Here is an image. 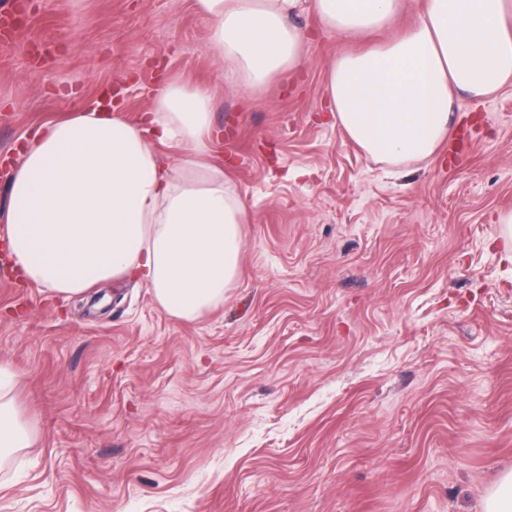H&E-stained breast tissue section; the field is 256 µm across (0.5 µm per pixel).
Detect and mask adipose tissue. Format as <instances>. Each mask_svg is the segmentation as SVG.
<instances>
[{"label":"adipose tissue","instance_id":"1","mask_svg":"<svg viewBox=\"0 0 512 512\" xmlns=\"http://www.w3.org/2000/svg\"><path fill=\"white\" fill-rule=\"evenodd\" d=\"M209 53L240 86L264 89L302 64L293 18L315 14L354 39L391 27L411 0H193ZM512 82V0H422L416 22L380 46L340 54L326 94L346 137L400 167L434 155L457 97ZM214 91L162 80L136 124L98 97L25 139L9 184L7 236L19 278L68 297L127 276L170 316L201 318L241 275L250 214L214 155ZM0 369V447L24 448Z\"/></svg>","mask_w":512,"mask_h":512}]
</instances>
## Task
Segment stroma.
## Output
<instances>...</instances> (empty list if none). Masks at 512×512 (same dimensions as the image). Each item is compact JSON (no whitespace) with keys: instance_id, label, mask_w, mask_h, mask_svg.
I'll use <instances>...</instances> for the list:
<instances>
[{"instance_id":"obj_1","label":"stroma","mask_w":512,"mask_h":512,"mask_svg":"<svg viewBox=\"0 0 512 512\" xmlns=\"http://www.w3.org/2000/svg\"><path fill=\"white\" fill-rule=\"evenodd\" d=\"M193 0H25L0 50V241L34 128L125 71L123 117L161 79L208 82L250 212L242 274L194 321L138 280L64 297L0 266V364L33 444L0 458V512H485L512 473V85L459 99L483 139L398 169L324 98L352 42L294 23L301 68L224 79Z\"/></svg>"}]
</instances>
